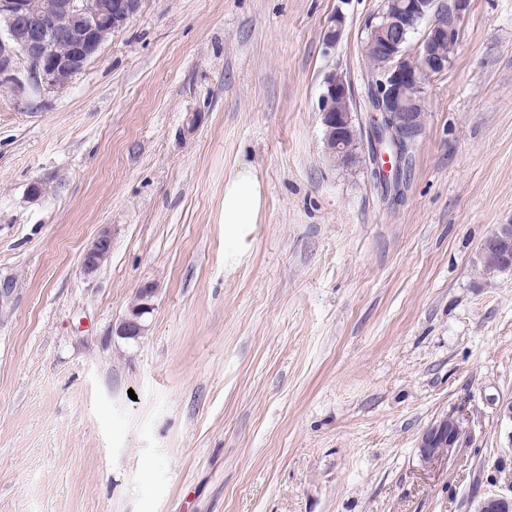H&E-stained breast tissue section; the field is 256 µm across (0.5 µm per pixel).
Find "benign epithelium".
<instances>
[{
  "label": "benign epithelium",
  "instance_id": "obj_1",
  "mask_svg": "<svg viewBox=\"0 0 512 512\" xmlns=\"http://www.w3.org/2000/svg\"><path fill=\"white\" fill-rule=\"evenodd\" d=\"M469 0H383L378 21L370 24L371 40L381 65L372 71L371 123L367 144L373 176L394 184L423 133L424 97H410V87L423 89L444 72L457 45L459 25ZM140 0H0V87L30 104L42 93L66 87L104 44L137 14ZM428 22L412 52L406 34ZM350 87L331 75L322 95L325 143L359 134L349 107ZM112 236L103 230L84 251L81 271L97 272L110 254ZM141 301L117 327L120 336L138 337L143 316L153 310L155 288L139 289ZM471 439L468 419L455 411L436 418L417 444L422 466L433 470L448 461ZM476 512H512V476L507 474L494 493L480 500Z\"/></svg>",
  "mask_w": 512,
  "mask_h": 512
}]
</instances>
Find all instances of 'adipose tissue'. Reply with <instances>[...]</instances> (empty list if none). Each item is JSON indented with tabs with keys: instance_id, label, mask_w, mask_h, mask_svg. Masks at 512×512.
<instances>
[{
	"instance_id": "obj_1",
	"label": "adipose tissue",
	"mask_w": 512,
	"mask_h": 512,
	"mask_svg": "<svg viewBox=\"0 0 512 512\" xmlns=\"http://www.w3.org/2000/svg\"><path fill=\"white\" fill-rule=\"evenodd\" d=\"M265 206V188L254 171L237 169L224 182V232L257 223Z\"/></svg>"
}]
</instances>
